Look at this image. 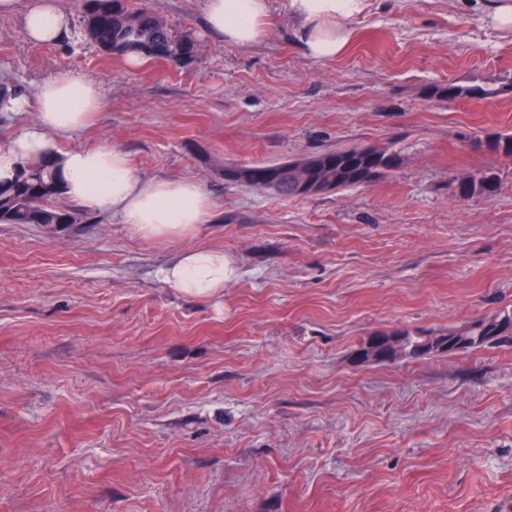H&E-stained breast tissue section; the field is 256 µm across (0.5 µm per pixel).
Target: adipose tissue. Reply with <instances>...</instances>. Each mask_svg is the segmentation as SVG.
<instances>
[{
  "label": "adipose tissue",
  "instance_id": "adipose-tissue-1",
  "mask_svg": "<svg viewBox=\"0 0 512 512\" xmlns=\"http://www.w3.org/2000/svg\"><path fill=\"white\" fill-rule=\"evenodd\" d=\"M365 0H286V13L297 26L305 52L319 60L342 55L353 39L349 19L361 14ZM211 31L232 42L259 39L272 25L269 0H204ZM21 14L22 34L36 44H54L68 30L71 17L61 0H0V17ZM104 99L99 86L83 77L62 74L40 84L33 94H0V112L35 109L37 122L0 146V181L16 175L25 161L60 158L68 200L88 211H112L148 239L188 238L211 215V200L196 182L137 178L124 151L116 147L58 149L57 135L79 130ZM235 273L223 250L194 246L162 267L167 286L201 298L222 293Z\"/></svg>",
  "mask_w": 512,
  "mask_h": 512
}]
</instances>
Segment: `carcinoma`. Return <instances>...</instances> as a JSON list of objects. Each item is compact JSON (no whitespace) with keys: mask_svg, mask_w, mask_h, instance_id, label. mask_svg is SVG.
<instances>
[{"mask_svg":"<svg viewBox=\"0 0 512 512\" xmlns=\"http://www.w3.org/2000/svg\"><path fill=\"white\" fill-rule=\"evenodd\" d=\"M83 31L109 58L126 59L131 55L147 60L186 66L197 56L198 40L194 32L173 31L168 23L149 7L130 10L123 0H81ZM432 98L440 100H485L502 94V89L481 84L433 85ZM304 167L289 161L225 167L237 172L227 179L235 185L269 189L285 197H305L301 189L305 179L315 178L343 190L366 185L399 165V155L375 148L361 147L317 152L302 156ZM453 194L461 200L488 199L497 190V175L474 170L455 181ZM11 216L13 224H78L81 212L64 201L62 177L56 160L38 158L22 166L10 183H0V215ZM458 335L468 340L465 350L512 347V314H495L470 321L459 327L439 331L437 335ZM389 335L402 337L398 359L415 352L422 332L396 329Z\"/></svg>","mask_w":512,"mask_h":512,"instance_id":"1","label":"carcinoma"}]
</instances>
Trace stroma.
Listing matches in <instances>:
<instances>
[{
    "label": "stroma",
    "mask_w": 512,
    "mask_h": 512,
    "mask_svg": "<svg viewBox=\"0 0 512 512\" xmlns=\"http://www.w3.org/2000/svg\"><path fill=\"white\" fill-rule=\"evenodd\" d=\"M149 6L200 43L188 66L103 55L79 0L55 45L0 18V73L67 72L105 99L61 150L117 147L143 180L212 200L187 239L111 212L50 232L0 224V512H512V348L355 364L372 334L441 331L512 311V91L447 101L428 86L512 82L497 0H367L333 60L285 14L252 44L211 33L204 0ZM389 148L374 182L307 197L227 183L229 164ZM493 171L463 201V170ZM194 246L236 273L209 299L161 283ZM452 182L453 194L461 200L489 199L496 192L498 179L495 173L487 170L469 171Z\"/></svg>",
    "instance_id": "35a3bbf8"
}]
</instances>
